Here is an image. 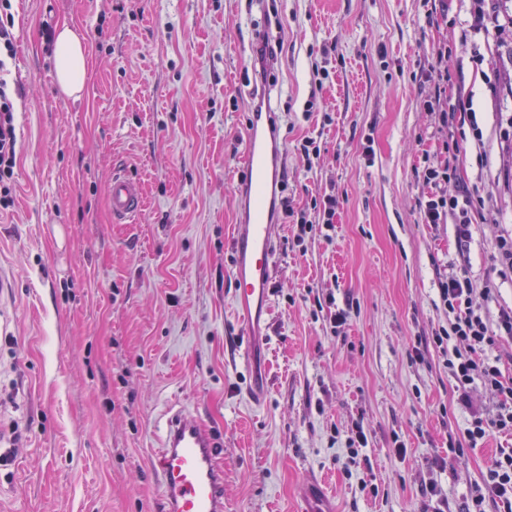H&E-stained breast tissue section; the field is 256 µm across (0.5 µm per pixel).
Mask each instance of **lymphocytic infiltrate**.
Listing matches in <instances>:
<instances>
[{
    "mask_svg": "<svg viewBox=\"0 0 512 512\" xmlns=\"http://www.w3.org/2000/svg\"><path fill=\"white\" fill-rule=\"evenodd\" d=\"M11 0H0V208L12 203L10 182L16 165L17 134L14 123V102L4 77L14 56L12 34L3 21ZM485 200L478 193L439 192L426 201L427 223L441 224L455 219L459 238L469 236L473 213L483 210ZM439 299L448 313V324L435 331L436 347L444 349V364L462 402H469L474 385L489 390L496 399L493 410L472 409L466 429L470 445L483 441L489 432L512 434V382L493 356L499 342L512 340V308L499 309L496 320H489L485 311L474 305L475 295L491 297V286L474 288L469 277L450 274L438 288ZM495 504L502 512H512V451L503 452L487 470L481 484L475 486L468 512H486V504Z\"/></svg>",
    "mask_w": 512,
    "mask_h": 512,
    "instance_id": "obj_1",
    "label": "lymphocytic infiltrate"
}]
</instances>
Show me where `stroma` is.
Listing matches in <instances>:
<instances>
[{"mask_svg":"<svg viewBox=\"0 0 512 512\" xmlns=\"http://www.w3.org/2000/svg\"><path fill=\"white\" fill-rule=\"evenodd\" d=\"M473 2L12 0L18 143L0 263L16 288L0 331V512H162L148 451L182 406L224 437L226 512H464L512 436L470 447V407L441 351L419 342L448 322L438 286L449 273L494 287L475 298L489 318L512 306L496 261L512 232V31L474 33ZM64 25L87 50L73 97L46 40ZM261 28L282 43L264 87L246 80ZM441 51L448 78L437 82ZM264 95L279 113L289 208L344 200L329 232L298 238L277 217L267 326L250 342L270 379L257 411L231 233L244 134ZM460 96L470 109L457 125L483 138L451 154L427 103ZM307 136L321 149L312 165L297 149ZM437 161L494 212L462 243L454 224L424 219L436 192L424 169ZM120 170L144 188L129 224L108 209ZM344 307L349 320L331 329ZM355 423L368 444L348 475ZM314 477L328 495L311 501ZM431 479L439 496L421 491Z\"/></svg>","mask_w":512,"mask_h":512,"instance_id":"obj_1","label":"stroma"}]
</instances>
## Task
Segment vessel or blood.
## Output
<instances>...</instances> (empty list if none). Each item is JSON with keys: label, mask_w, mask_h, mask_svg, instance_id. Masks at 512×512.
<instances>
[{"label": "vessel or blood", "mask_w": 512, "mask_h": 512, "mask_svg": "<svg viewBox=\"0 0 512 512\" xmlns=\"http://www.w3.org/2000/svg\"><path fill=\"white\" fill-rule=\"evenodd\" d=\"M277 114L256 105L245 132L244 173L239 178L243 217L232 230L233 305L247 337L260 330L274 278L275 211L283 159ZM114 223L139 215L145 196L139 179L113 174L108 196ZM152 460L163 512H224V440L188 409L169 413Z\"/></svg>", "instance_id": "obj_1"}]
</instances>
